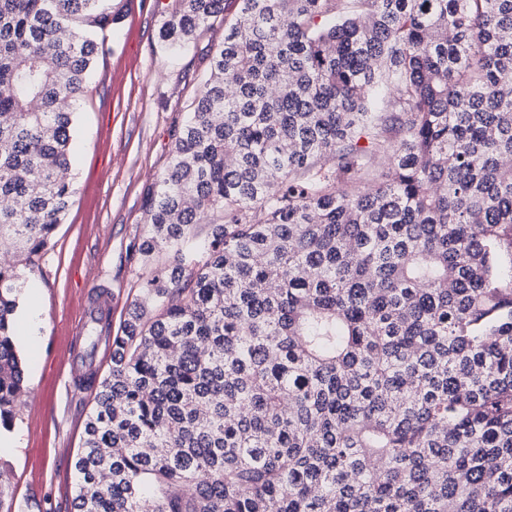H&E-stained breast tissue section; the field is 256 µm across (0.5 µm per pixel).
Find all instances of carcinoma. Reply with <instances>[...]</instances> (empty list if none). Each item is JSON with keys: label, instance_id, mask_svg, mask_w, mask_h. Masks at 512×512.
Here are the masks:
<instances>
[{"label": "carcinoma", "instance_id": "cac0c4a2", "mask_svg": "<svg viewBox=\"0 0 512 512\" xmlns=\"http://www.w3.org/2000/svg\"><path fill=\"white\" fill-rule=\"evenodd\" d=\"M104 2L0 0L5 427ZM239 2L82 378L74 512H512V0ZM222 12L183 0L164 37ZM112 338L108 340H102L97 345L94 355H93V363L92 369L97 373L98 378L101 380L103 377L107 376L111 367H112Z\"/></svg>", "mask_w": 512, "mask_h": 512}]
</instances>
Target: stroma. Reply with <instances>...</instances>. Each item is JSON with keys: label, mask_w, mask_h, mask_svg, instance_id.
<instances>
[{"label": "stroma", "mask_w": 512, "mask_h": 512, "mask_svg": "<svg viewBox=\"0 0 512 512\" xmlns=\"http://www.w3.org/2000/svg\"><path fill=\"white\" fill-rule=\"evenodd\" d=\"M237 4L224 0L223 18L176 52L162 32L182 0H112L118 21L98 41L77 112L71 206L35 266L20 271L17 308L38 306L41 339L17 345L25 395L12 424L18 444L0 453V473L25 512L71 510L73 462L95 390L71 385L68 356L84 353L89 311L101 291L112 293V333L121 330L138 294L140 269L125 255L147 225V189L171 164V129L190 112Z\"/></svg>", "instance_id": "obj_1"}]
</instances>
